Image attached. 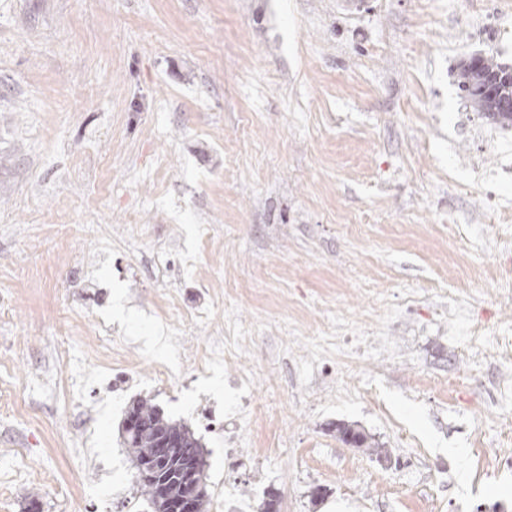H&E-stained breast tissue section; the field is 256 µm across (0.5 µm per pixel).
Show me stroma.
Here are the masks:
<instances>
[{"mask_svg": "<svg viewBox=\"0 0 512 512\" xmlns=\"http://www.w3.org/2000/svg\"><path fill=\"white\" fill-rule=\"evenodd\" d=\"M474 54L512 64V0H0V512H152L139 398L200 438L206 512H512L478 459L512 453V130ZM457 69L458 88L475 111L495 124L512 127V110L505 112L499 106L501 99H512V66L479 55L463 61ZM336 438H338L342 443L352 445L356 448H372L371 442H369L370 438L368 437V435L364 431L350 424L336 423ZM372 449H380V452H385V454L387 453V450H385V448Z\"/></svg>", "mask_w": 512, "mask_h": 512, "instance_id": "stroma-1", "label": "stroma"}]
</instances>
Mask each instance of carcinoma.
<instances>
[{
	"mask_svg": "<svg viewBox=\"0 0 512 512\" xmlns=\"http://www.w3.org/2000/svg\"><path fill=\"white\" fill-rule=\"evenodd\" d=\"M458 88L482 117L502 127H512V110L500 109L499 101L512 99V66L503 65L492 58L474 56L460 63L456 74ZM140 420L135 427H125L124 445L133 455L137 464L151 455L156 439L163 434H173L181 438L182 451L198 459L194 479L188 483L178 478H168L165 486L171 498L189 497L195 504V512H204L209 501V491L204 479L205 461L202 446L194 433L187 427L172 422L154 405L138 400L131 407ZM336 438L342 443L356 448H371L368 435L346 423L336 424Z\"/></svg>",
	"mask_w": 512,
	"mask_h": 512,
	"instance_id": "obj_1",
	"label": "carcinoma"
}]
</instances>
